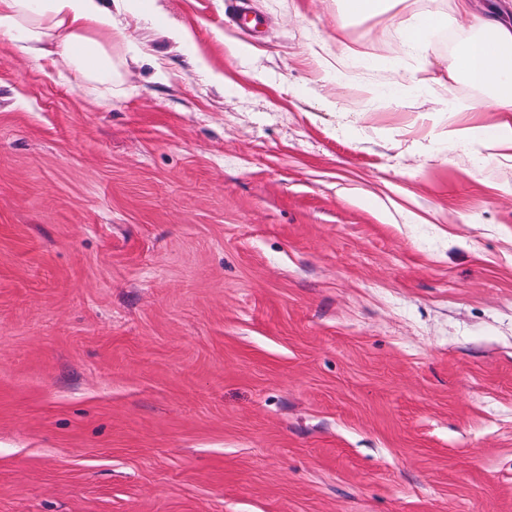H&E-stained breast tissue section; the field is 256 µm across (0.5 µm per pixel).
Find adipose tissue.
Here are the masks:
<instances>
[{"mask_svg":"<svg viewBox=\"0 0 512 512\" xmlns=\"http://www.w3.org/2000/svg\"><path fill=\"white\" fill-rule=\"evenodd\" d=\"M479 28L452 69L485 91L472 110L512 113V31L491 18L480 19ZM111 35L105 0H0V37L35 61L67 65L107 93L116 79L104 45Z\"/></svg>","mask_w":512,"mask_h":512,"instance_id":"obj_1","label":"adipose tissue"}]
</instances>
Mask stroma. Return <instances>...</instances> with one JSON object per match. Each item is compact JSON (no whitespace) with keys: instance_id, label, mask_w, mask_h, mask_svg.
I'll return each mask as SVG.
<instances>
[{"instance_id":"1","label":"stroma","mask_w":512,"mask_h":512,"mask_svg":"<svg viewBox=\"0 0 512 512\" xmlns=\"http://www.w3.org/2000/svg\"><path fill=\"white\" fill-rule=\"evenodd\" d=\"M106 2L110 95L0 37V512H512V0ZM448 26V18L437 14L415 16L409 21L399 22L397 29L403 44L417 52L428 45L436 31ZM479 29L481 36L457 51L452 69L485 90L470 109L512 113V31L492 18L479 19ZM486 39L493 45L486 44ZM473 139L485 149H492L501 143L512 146V123L500 125L486 133H478Z\"/></svg>"}]
</instances>
